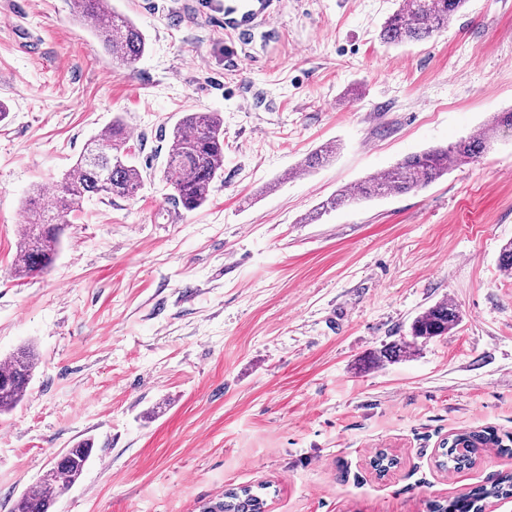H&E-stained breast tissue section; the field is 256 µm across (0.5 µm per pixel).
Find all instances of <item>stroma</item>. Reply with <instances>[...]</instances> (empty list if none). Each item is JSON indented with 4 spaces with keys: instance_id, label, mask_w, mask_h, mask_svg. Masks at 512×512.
I'll use <instances>...</instances> for the list:
<instances>
[{
    "instance_id": "stroma-1",
    "label": "stroma",
    "mask_w": 512,
    "mask_h": 512,
    "mask_svg": "<svg viewBox=\"0 0 512 512\" xmlns=\"http://www.w3.org/2000/svg\"><path fill=\"white\" fill-rule=\"evenodd\" d=\"M246 2L112 0L147 38L127 68L69 0H0V359L39 356L0 414V512L82 442L54 512H206L261 483L269 512H430L512 472L493 450L435 465L460 432L512 438V131L425 188L303 221L512 109V0L398 46L379 33L400 0H260L271 22L233 26ZM186 112L224 119L223 177L190 212L163 174ZM115 119L136 197L81 202L52 268L14 278L29 195ZM441 299L452 332L374 363Z\"/></svg>"
}]
</instances>
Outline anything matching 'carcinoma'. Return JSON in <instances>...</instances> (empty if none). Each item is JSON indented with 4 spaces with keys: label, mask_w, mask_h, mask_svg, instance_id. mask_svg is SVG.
I'll return each mask as SVG.
<instances>
[{
    "label": "carcinoma",
    "mask_w": 512,
    "mask_h": 512,
    "mask_svg": "<svg viewBox=\"0 0 512 512\" xmlns=\"http://www.w3.org/2000/svg\"><path fill=\"white\" fill-rule=\"evenodd\" d=\"M79 22L102 43L112 59L132 66L141 59L147 39L130 18L109 11L106 0H70ZM468 0H402V5L384 22L380 38L385 44L422 42L448 29V23ZM512 130V111L496 112L481 130L446 147H433L399 161L383 173L367 177L338 191L323 201L317 215L355 201L371 200L421 189L455 167L477 160L491 148L502 129ZM129 135L116 119L108 131L90 140L83 154L53 192L37 189L26 202L28 222L23 225L19 259L13 267L18 278L48 272L59 252L61 225L84 199L93 197L130 198L139 189L142 173L128 150ZM336 154L322 148L306 156L298 169L309 172L327 163ZM224 172V121L217 112H187L171 129L164 169L173 199L185 210L193 211L209 199ZM459 322L456 307L446 299L435 302L417 315L410 325V340L384 349L375 357L380 363L407 352L418 344L448 335ZM37 367L33 351L24 348L0 363V413L23 402ZM455 440L464 447H448L440 454L441 468L460 470L475 463L481 451L492 446L497 452L512 455V448L485 430L463 432ZM92 449L81 444L68 449L54 465L25 490L12 512H52L62 490L73 486L91 457ZM251 486L235 488L224 496L221 512H260L266 502ZM512 497V474L501 476L490 486H481L456 497L447 504L434 505V512H482L486 499Z\"/></svg>",
    "instance_id": "1"
}]
</instances>
